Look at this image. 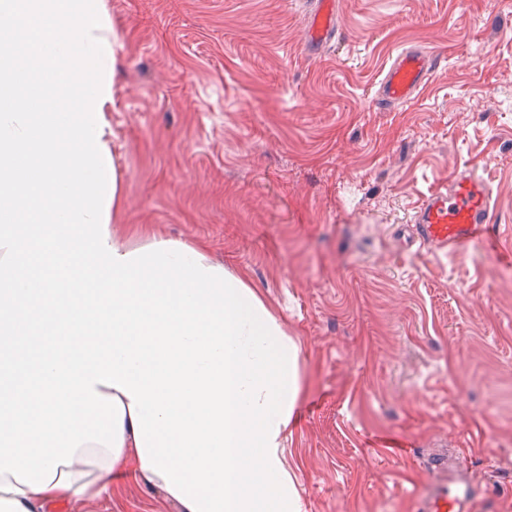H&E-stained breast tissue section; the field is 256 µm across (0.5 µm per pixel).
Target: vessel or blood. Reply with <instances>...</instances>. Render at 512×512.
Masks as SVG:
<instances>
[{"mask_svg":"<svg viewBox=\"0 0 512 512\" xmlns=\"http://www.w3.org/2000/svg\"><path fill=\"white\" fill-rule=\"evenodd\" d=\"M339 18L337 0H318L306 26L304 48L309 54H325L328 44L339 38ZM442 61L440 53L431 49L398 52L379 84L373 106L395 107L411 101ZM495 222L489 184L469 165L422 196L408 226L409 237L433 254L457 255L473 244L495 251L501 247ZM458 459V453L445 448L428 457L429 478L411 492L416 512H478L483 490Z\"/></svg>","mask_w":512,"mask_h":512,"instance_id":"obj_1","label":"vessel or blood"}]
</instances>
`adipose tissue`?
I'll list each match as a JSON object with an SVG mask.
<instances>
[{
    "label": "adipose tissue",
    "instance_id": "adipose-tissue-1",
    "mask_svg": "<svg viewBox=\"0 0 512 512\" xmlns=\"http://www.w3.org/2000/svg\"><path fill=\"white\" fill-rule=\"evenodd\" d=\"M113 39L103 0H0V512H88L125 469L181 512H303L297 344L202 246L119 239Z\"/></svg>",
    "mask_w": 512,
    "mask_h": 512
}]
</instances>
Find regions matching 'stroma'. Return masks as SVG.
Wrapping results in <instances>:
<instances>
[{
  "mask_svg": "<svg viewBox=\"0 0 512 512\" xmlns=\"http://www.w3.org/2000/svg\"><path fill=\"white\" fill-rule=\"evenodd\" d=\"M340 2L342 38L314 58L310 0H105L118 229L205 244L297 342L283 458L305 512H415L434 448L463 449L512 512V262L394 231L469 164L512 226V0ZM413 46L444 65L413 101L369 108ZM388 437L410 451L370 448ZM91 509L180 512L131 474Z\"/></svg>",
  "mask_w": 512,
  "mask_h": 512,
  "instance_id": "35a3bbf8",
  "label": "stroma"
}]
</instances>
